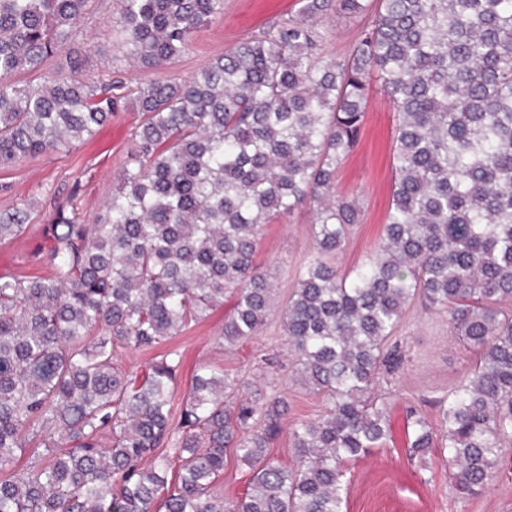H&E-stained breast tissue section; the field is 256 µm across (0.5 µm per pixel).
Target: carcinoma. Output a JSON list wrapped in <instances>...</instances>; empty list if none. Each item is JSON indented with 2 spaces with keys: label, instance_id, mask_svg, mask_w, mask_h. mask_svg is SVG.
I'll use <instances>...</instances> for the list:
<instances>
[{
  "label": "carcinoma",
  "instance_id": "1",
  "mask_svg": "<svg viewBox=\"0 0 512 512\" xmlns=\"http://www.w3.org/2000/svg\"><path fill=\"white\" fill-rule=\"evenodd\" d=\"M296 15L214 58L188 80L172 64L224 0H116L115 33L143 77L83 78L77 62L22 83L72 42L91 0H0V168L94 136L128 105L141 114L125 167L88 224L77 191L36 254L50 276H0V512H343L346 465L391 437L383 371L417 299L446 309L474 352L472 376L440 401L456 498L512 460V0H300ZM361 19L352 49L320 56L321 23ZM397 112L387 224L368 261L335 257L360 222L336 195L358 143L371 82ZM306 206L313 252L283 331L295 375L324 410L289 431L297 465L271 455L288 402L212 368L191 379L177 423L170 352L152 349L224 305V343L275 313L254 255L262 228ZM31 206L0 212V241ZM412 452L436 434L407 412ZM44 453L27 466L28 448ZM250 473L231 504L215 486L228 450Z\"/></svg>",
  "mask_w": 512,
  "mask_h": 512
}]
</instances>
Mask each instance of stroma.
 Listing matches in <instances>:
<instances>
[{
  "mask_svg": "<svg viewBox=\"0 0 512 512\" xmlns=\"http://www.w3.org/2000/svg\"><path fill=\"white\" fill-rule=\"evenodd\" d=\"M297 0H224L223 16L195 33L188 50L170 67L172 75L190 78L216 56L272 23L295 14ZM114 0H94L77 33L74 45L81 52L82 74L98 80L109 66L124 63L123 52L112 41ZM139 115L130 109L113 113L110 122L93 138L70 149L26 158L15 167L0 170V183L11 186L0 193V210L32 204L31 221L50 223L54 210L72 190H80L86 217L99 212L112 194L122 168L130 162V150ZM396 116L381 88H373L366 106L358 146L340 166L336 193L358 198L361 221L337 258L341 269L365 261L377 246L391 205L394 173L393 136ZM312 215L304 208L265 225L255 262L270 273L274 303L284 309L293 291L295 275L313 249ZM35 240L22 236L0 242V275H50L45 259L35 256ZM232 298L223 307L181 335L151 350H131L123 364L145 365L159 355L176 351L180 360L173 392L172 412L180 414L192 375L210 365L225 373L250 379L275 380L288 401L287 422L313 419L324 409L321 395L295 381L293 356L281 321L271 317L259 335L234 345L220 344L224 317ZM396 341L403 347L407 364L388 376L379 392L391 404L392 437L347 466V499L344 512H512V473L499 477L480 495L458 501L448 484V470L439 453L412 454L405 434L406 413L416 409L431 424H439L437 400L471 372L474 356L450 333L449 315L427 310L412 302L398 326Z\"/></svg>",
  "mask_w": 512,
  "mask_h": 512,
  "instance_id": "35a3bbf8",
  "label": "stroma"
}]
</instances>
